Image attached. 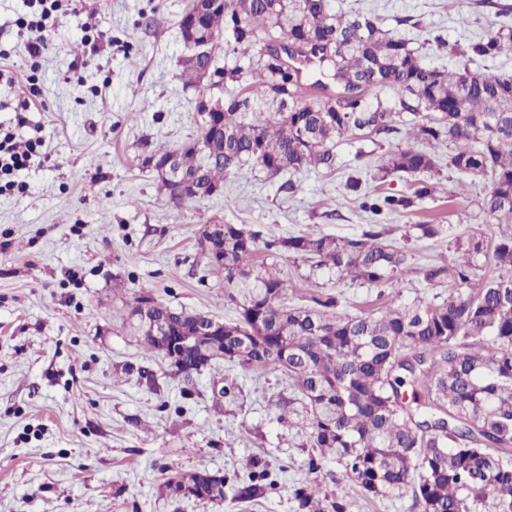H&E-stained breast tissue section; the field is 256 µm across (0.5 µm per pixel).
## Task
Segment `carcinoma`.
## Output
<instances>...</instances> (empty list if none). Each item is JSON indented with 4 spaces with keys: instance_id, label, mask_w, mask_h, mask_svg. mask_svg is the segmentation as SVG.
Listing matches in <instances>:
<instances>
[{
    "instance_id": "carcinoma-1",
    "label": "carcinoma",
    "mask_w": 512,
    "mask_h": 512,
    "mask_svg": "<svg viewBox=\"0 0 512 512\" xmlns=\"http://www.w3.org/2000/svg\"><path fill=\"white\" fill-rule=\"evenodd\" d=\"M288 39L307 34L305 63L336 84L318 105L300 99L302 68L269 49L249 60L252 106L242 96L216 95L201 70L214 62L211 39L224 36L246 57L259 25ZM202 36L184 37L181 79L217 111L200 117L199 135L177 148L147 146L145 167L177 158L194 191L176 194L158 176L166 203L224 193L230 176L253 164L271 175L303 168L333 171L337 141L358 133L387 134L398 120L430 143L455 145L448 159L457 172L487 181L480 207L499 224H512V76L473 71L477 58L512 54V27L458 51L454 71L424 63L411 40L378 26L377 19L330 12L327 0H223L201 20ZM434 154L409 147L392 151L378 179H417L412 195L376 189L360 207L381 217L413 206L431 193L422 176L435 171ZM373 229L358 238L306 233L265 243L319 259L342 275L384 284L404 271V251L381 242ZM260 232L221 224L202 232L198 246L208 264L224 272V300L239 317L222 333L186 345L176 361L152 335L149 319H164L178 336L196 334L212 317L176 311L149 295L134 299L129 318L146 351L169 361L173 375L191 385L217 361L243 369L272 368L288 375L309 415L306 478L292 488L299 512H353L350 504L321 491L314 474L332 460L367 496L409 490L420 512H470L492 498L498 512H512V234L501 236L491 255L498 274L474 293L449 295L440 305L387 304L375 313L336 312L338 299L314 297L312 307L283 304L287 281L256 265ZM265 472L236 488L240 499L265 494ZM225 477L206 470L171 476L175 496L203 503L224 500Z\"/></svg>"
}]
</instances>
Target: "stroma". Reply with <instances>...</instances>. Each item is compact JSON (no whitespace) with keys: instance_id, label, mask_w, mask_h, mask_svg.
Wrapping results in <instances>:
<instances>
[{"instance_id":"35a3bbf8","label":"stroma","mask_w":512,"mask_h":512,"mask_svg":"<svg viewBox=\"0 0 512 512\" xmlns=\"http://www.w3.org/2000/svg\"><path fill=\"white\" fill-rule=\"evenodd\" d=\"M28 0H0V132L43 138L17 190L0 194V512H297L291 485L303 480L310 450L306 413L281 372L220 363L191 390L167 361L145 351L121 316L149 294L177 310L238 317L224 300V274L197 240L204 225L242 224L275 240L309 232L355 238L369 218L344 188L352 170L372 169L413 144L409 128L336 145V169L271 176L244 166L223 195L175 207L143 168V143L175 147L196 137L197 92L180 78L184 47L177 23L190 0H70L38 62L16 20ZM335 12L372 13L381 27L412 39L430 63L454 67L451 45L512 25V0H329ZM112 43L75 68L88 27ZM38 97L18 117L14 104ZM441 163L431 195L385 216L382 239L407 254L384 285L339 276L316 261L258 250L289 283L286 302L331 295L340 312L360 315L393 302L440 304L457 293L455 267L474 264L475 283L495 276L487 254L468 258L470 240L494 247L512 224L483 214L484 183L462 184ZM439 233L421 237L419 225ZM441 275L427 281L429 268ZM229 387L215 399L213 387ZM266 464L262 498L202 503L165 488L175 473L206 469L246 480ZM318 480L355 512H415L410 493L364 495L325 464Z\"/></svg>"}]
</instances>
